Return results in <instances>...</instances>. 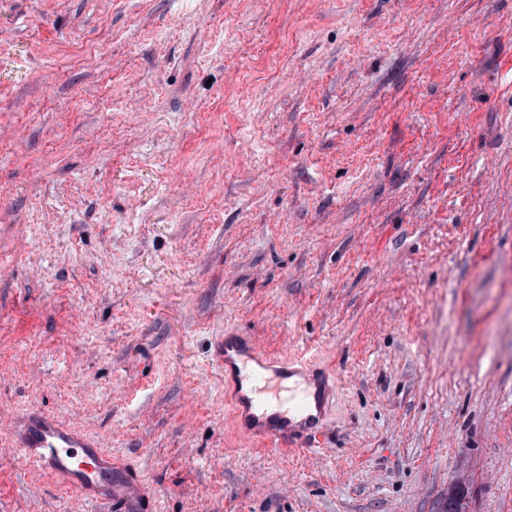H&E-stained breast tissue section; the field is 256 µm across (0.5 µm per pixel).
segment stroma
<instances>
[{
  "label": "stroma",
  "mask_w": 512,
  "mask_h": 512,
  "mask_svg": "<svg viewBox=\"0 0 512 512\" xmlns=\"http://www.w3.org/2000/svg\"><path fill=\"white\" fill-rule=\"evenodd\" d=\"M334 371L241 436L221 336ZM512 512V0H0V512ZM26 461L48 471L64 488L112 512H150L136 471L101 445L50 416L29 413L14 432Z\"/></svg>",
  "instance_id": "35a3bbf8"
}]
</instances>
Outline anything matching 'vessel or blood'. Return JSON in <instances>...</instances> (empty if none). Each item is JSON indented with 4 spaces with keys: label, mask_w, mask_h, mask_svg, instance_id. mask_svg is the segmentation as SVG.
<instances>
[{
    "label": "vessel or blood",
    "mask_w": 512,
    "mask_h": 512,
    "mask_svg": "<svg viewBox=\"0 0 512 512\" xmlns=\"http://www.w3.org/2000/svg\"><path fill=\"white\" fill-rule=\"evenodd\" d=\"M214 354L228 370L241 358L256 365L252 387L238 391L234 401V422L246 439L273 447H311L335 396L334 386L321 379L314 389L296 388L288 399L280 397L283 379L306 373L307 358L272 356L248 336L219 337ZM14 440L26 461L84 500L106 505L110 512H151L136 471L69 425L32 412L16 428Z\"/></svg>",
    "instance_id": "vessel-or-blood-1"
}]
</instances>
